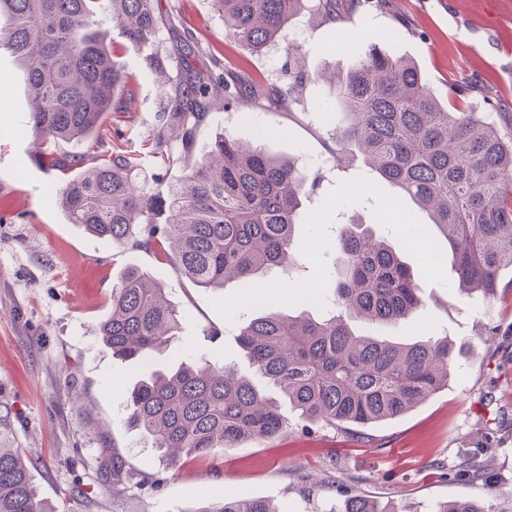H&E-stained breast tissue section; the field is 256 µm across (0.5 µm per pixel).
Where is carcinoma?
<instances>
[{
    "instance_id": "cac0c4a2",
    "label": "carcinoma",
    "mask_w": 512,
    "mask_h": 512,
    "mask_svg": "<svg viewBox=\"0 0 512 512\" xmlns=\"http://www.w3.org/2000/svg\"><path fill=\"white\" fill-rule=\"evenodd\" d=\"M339 0H213L226 37L258 53L288 37L304 14L337 23ZM10 27L0 49L20 66L31 100L28 123L47 143L46 158L64 184L56 198L69 224L91 235L155 250L194 285H249L272 268L290 270L304 199L321 180L294 159L230 135L195 156H174L177 139L193 145L218 97L229 107L242 98L282 103L308 77L265 83L216 59L197 68L196 34L166 26L159 0H0ZM168 27L180 49L177 75L161 93L164 112L150 147L161 165L182 170L165 188L137 181L141 152L115 144L85 166L86 155L62 148L99 142L111 112L131 108L118 97L124 73L112 56V28L130 47L152 45ZM345 117L337 126L336 169L360 161L370 183H389L427 212L447 243L458 286L492 292L512 270V134L486 112L448 109L430 91L419 67L370 44L330 84ZM334 307L317 314L255 312L238 329L254 376L202 357L140 381L127 400L125 423L138 431L166 466L243 441H266L288 430L262 380L285 397L299 419L325 426L368 425L397 418L448 384V340L412 343L355 332L352 323L396 326L422 304L410 267L392 240L364 224H344L336 244ZM181 329V315L152 276L128 268L112 286L111 309L97 326L103 345L120 360L148 359ZM32 462L0 444V512H53L30 479ZM112 474L130 481L134 469L112 456ZM195 512H279L263 498L225 497ZM338 512H399L346 494ZM435 512H486L479 499H456Z\"/></svg>"
}]
</instances>
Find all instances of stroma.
<instances>
[{"instance_id": "1", "label": "stroma", "mask_w": 512, "mask_h": 512, "mask_svg": "<svg viewBox=\"0 0 512 512\" xmlns=\"http://www.w3.org/2000/svg\"><path fill=\"white\" fill-rule=\"evenodd\" d=\"M162 8L177 25L201 32L204 58L268 83L291 81L285 45L254 54L225 39L211 0H162ZM340 26L413 60L441 101L490 113L502 131L512 130V0H387L385 10L357 8ZM340 26L298 20L290 38L309 81L297 100H245L211 111L197 130V145L226 133L324 175L304 203L307 211H323V222L299 226L294 277L270 270L260 300L250 286L195 287L154 254L67 223L54 198L59 174L44 163L28 122L24 75L0 53V438L36 459L33 485L56 512H192L200 497L227 495L266 498L282 512H332L346 490L395 503L400 512H435L461 497L499 512L512 496V273L503 272L490 295L459 288L450 265L436 272L428 264L435 241L411 243L398 231L427 222L425 212L408 200L402 213L389 212L390 185L354 193L337 180L336 122L328 117L335 102L320 75L353 62L355 45L336 48ZM115 46L128 74L121 93L134 107L109 115L101 138L111 143L119 131L137 144L152 137L160 101L162 78L146 59L155 50L168 54L172 44L136 51L119 37ZM340 221L371 225L400 248L423 304L408 322L371 333L401 342L448 338L455 367L447 387L360 433L299 423L275 440L220 448L166 468L127 428V393L148 372L202 355L248 371L239 325L258 308L288 312L298 303L295 289L327 288ZM130 267L147 269L167 289L182 329L149 361L121 363L96 326L110 310L113 284ZM208 328L218 330L217 340L205 336ZM114 452L145 484L113 491L108 456ZM466 459L480 466L478 478L462 475Z\"/></svg>"}]
</instances>
